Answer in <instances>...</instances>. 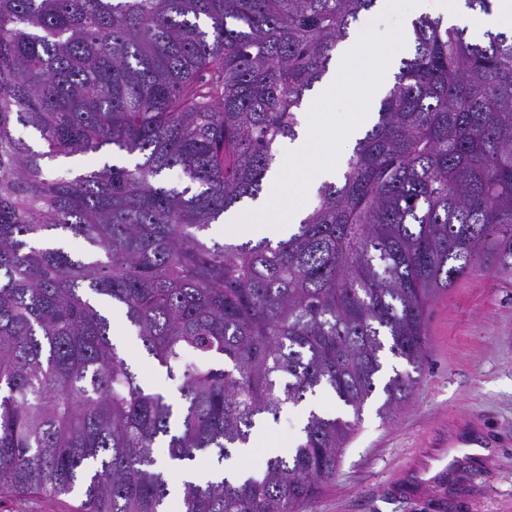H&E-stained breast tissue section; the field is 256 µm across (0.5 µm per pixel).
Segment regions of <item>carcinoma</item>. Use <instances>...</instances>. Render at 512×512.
<instances>
[{"label": "carcinoma", "mask_w": 512, "mask_h": 512, "mask_svg": "<svg viewBox=\"0 0 512 512\" xmlns=\"http://www.w3.org/2000/svg\"><path fill=\"white\" fill-rule=\"evenodd\" d=\"M375 5L0 0V491L166 512L160 450L222 464L321 389L356 418L379 389L391 414L422 371L430 302L476 272L512 280V35L473 42L429 15L287 237L207 234L259 197ZM112 145L134 164L49 167ZM59 230L82 251L46 246ZM102 303L179 406L138 378ZM356 425L312 410L288 455L183 482L181 512H300Z\"/></svg>", "instance_id": "1"}]
</instances>
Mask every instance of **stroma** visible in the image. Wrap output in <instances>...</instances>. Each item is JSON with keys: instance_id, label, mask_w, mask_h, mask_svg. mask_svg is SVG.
Returning <instances> with one entry per match:
<instances>
[{"instance_id": "stroma-1", "label": "stroma", "mask_w": 512, "mask_h": 512, "mask_svg": "<svg viewBox=\"0 0 512 512\" xmlns=\"http://www.w3.org/2000/svg\"><path fill=\"white\" fill-rule=\"evenodd\" d=\"M112 335L144 380L179 402L176 382L156 373L111 306ZM425 365L409 399L382 419L366 402L334 480L301 512H512V283L470 276L427 312ZM487 432V455L443 456L451 436ZM80 498L0 493V512H77Z\"/></svg>"}]
</instances>
